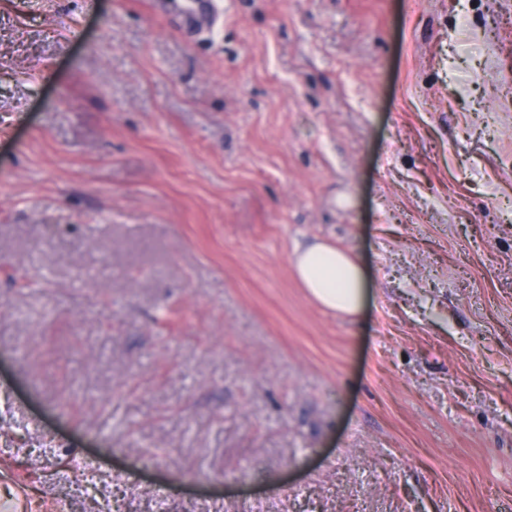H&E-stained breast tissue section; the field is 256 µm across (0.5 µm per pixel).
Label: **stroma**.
Instances as JSON below:
<instances>
[{"mask_svg":"<svg viewBox=\"0 0 512 512\" xmlns=\"http://www.w3.org/2000/svg\"><path fill=\"white\" fill-rule=\"evenodd\" d=\"M187 5L0 0V512H512V0ZM293 268L309 299L322 308L349 315L363 309L364 271L351 251L316 241L295 251Z\"/></svg>","mask_w":512,"mask_h":512,"instance_id":"stroma-1","label":"stroma"}]
</instances>
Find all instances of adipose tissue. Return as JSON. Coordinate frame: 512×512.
Returning a JSON list of instances; mask_svg holds the SVG:
<instances>
[{"instance_id":"obj_1","label":"adipose tissue","mask_w":512,"mask_h":512,"mask_svg":"<svg viewBox=\"0 0 512 512\" xmlns=\"http://www.w3.org/2000/svg\"><path fill=\"white\" fill-rule=\"evenodd\" d=\"M293 268L309 299L322 308L349 315L363 309L365 276L352 252L316 241L295 251Z\"/></svg>"}]
</instances>
